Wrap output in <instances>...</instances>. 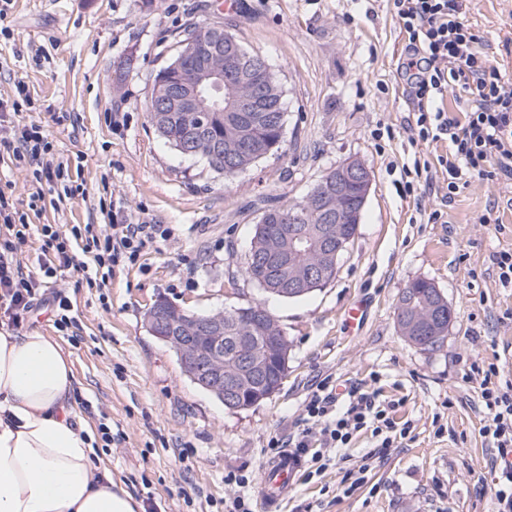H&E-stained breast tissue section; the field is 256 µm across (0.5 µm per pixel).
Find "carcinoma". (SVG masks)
<instances>
[{"label":"carcinoma","mask_w":512,"mask_h":512,"mask_svg":"<svg viewBox=\"0 0 512 512\" xmlns=\"http://www.w3.org/2000/svg\"><path fill=\"white\" fill-rule=\"evenodd\" d=\"M237 49L242 52L244 61L224 75L227 93L230 95L248 93L252 90L254 82L259 78L262 79V87L258 93L261 111L253 113L254 128L250 134L255 151L243 153L239 149L237 113L208 112L198 120L199 136L206 141L207 147L218 150L216 159L203 154L199 155V158L205 160L213 171L223 175L226 180H232L247 171L260 159L278 153L283 144L285 108L280 82L273 73L259 77L255 66V59L259 58V54L246 50L239 41L235 40L232 33L224 32V45L220 51V59L226 60ZM146 114L149 123L159 135L178 153H184L181 146L189 124L188 117L179 112L166 114L155 112L153 105L149 103L146 104ZM261 210L262 214L254 226L250 240L247 261L242 269L243 278L251 283L254 282L252 270L254 258L262 255L266 259L267 266H272L277 256L274 249L282 246L281 235L288 232L290 227L293 226L308 236L312 240V245L315 246L318 231L327 224L325 213L315 207L307 195L286 205L265 204ZM286 210H293L301 215L300 222L295 225L284 223L282 214ZM429 284L431 281L426 279L414 280L403 289L400 296V300L404 303L402 315L408 318L400 328V332L414 345L418 344V337L414 336V331L409 329V321L428 315L431 305ZM255 305L259 307L261 303L254 305L247 303L224 309V373L227 375L239 374L243 371L241 357L233 344V338L249 335L248 326L242 323V316L236 315V310L247 313ZM277 336L280 337L282 350L280 354L268 348L263 339L254 342L255 355L262 365V373L252 376L254 397L244 399L242 406H234L232 410L248 409L259 399H266L280 389L288 368L289 342L284 332H278Z\"/></svg>","instance_id":"1"}]
</instances>
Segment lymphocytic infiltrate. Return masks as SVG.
Returning <instances> with one entry per match:
<instances>
[{
	"mask_svg": "<svg viewBox=\"0 0 512 512\" xmlns=\"http://www.w3.org/2000/svg\"><path fill=\"white\" fill-rule=\"evenodd\" d=\"M405 33L404 57L399 67L409 103L406 129L410 144L446 139L448 150L436 163L415 165V175L439 165L448 178L449 193H456L467 179L512 180V82L505 80L488 56L476 48L477 36L464 23L462 0H393ZM15 100L0 99V147L14 161L28 167L36 183L56 189L59 198L71 199L76 188L67 186L68 168L57 158L40 126L18 121L24 84H16ZM461 93L466 100L464 117L449 115L444 108L448 94ZM29 202L20 211L10 194L0 189V322L12 329L23 326L42 303L51 306L56 329L76 337L78 320L64 292H49L58 272L79 273L88 287H105L122 263L134 262L142 250L167 239L171 230L163 224H58L31 225ZM38 235L42 254L38 271L25 269L16 253L31 235ZM480 379V396L486 409L482 435L499 456L512 454V382L501 381L495 368L471 365ZM397 403L381 398L379 391L351 387L336 393L319 385L304 407L308 423L289 441L271 438L268 447L279 453L291 447L296 457L309 459L317 470L326 464L325 448H344L360 431L370 432L378 447L390 448L410 439V423L394 418ZM320 452L311 453L312 444Z\"/></svg>",
	"mask_w": 512,
	"mask_h": 512,
	"instance_id": "obj_1",
	"label": "lymphocytic infiltrate"
}]
</instances>
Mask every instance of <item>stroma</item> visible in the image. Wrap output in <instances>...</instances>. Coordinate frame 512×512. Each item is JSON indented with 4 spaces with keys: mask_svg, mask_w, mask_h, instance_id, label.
Here are the masks:
<instances>
[{
    "mask_svg": "<svg viewBox=\"0 0 512 512\" xmlns=\"http://www.w3.org/2000/svg\"><path fill=\"white\" fill-rule=\"evenodd\" d=\"M11 0L0 17V98L24 83L21 121L39 125L57 156L89 190L56 204L45 191L33 224H165L170 239L146 248L105 288L76 274L54 279L70 298L79 342L49 315L26 331L54 337L70 357L74 388L117 439L100 462L143 512H224L225 500L257 497L272 437L303 427L318 385L362 384L402 399L394 418L410 440L376 453L369 433L335 450L318 474H301L282 512H495L492 463L480 434L485 416L469 367L512 380V288L489 257L512 250V185L478 178L441 206L432 187L408 182L414 159L436 160L447 141L410 145L409 112L397 72L405 34L393 0ZM465 20L504 78L512 80V0H467ZM191 23L224 27L261 54L284 91L282 151L225 181L204 160L165 145L144 112L155 72ZM357 158L371 190L336 277L299 300H281L233 278L248 254L264 200L304 196L328 171ZM437 223H429L432 211ZM494 214L492 224L482 223ZM431 280L454 310L441 346L409 343L395 320L403 288ZM197 312L262 302L290 342L280 390L230 411L182 373L174 351L151 336L145 314L156 296ZM366 304L358 334L344 311ZM364 470L352 492L346 470ZM247 474V487L226 482Z\"/></svg>",
    "mask_w": 512,
    "mask_h": 512,
    "instance_id": "stroma-1",
    "label": "stroma"
}]
</instances>
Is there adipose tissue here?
Listing matches in <instances>:
<instances>
[{
  "instance_id": "obj_1",
  "label": "adipose tissue",
  "mask_w": 512,
  "mask_h": 512,
  "mask_svg": "<svg viewBox=\"0 0 512 512\" xmlns=\"http://www.w3.org/2000/svg\"><path fill=\"white\" fill-rule=\"evenodd\" d=\"M74 381L51 337L0 332V512H137L95 461Z\"/></svg>"
}]
</instances>
